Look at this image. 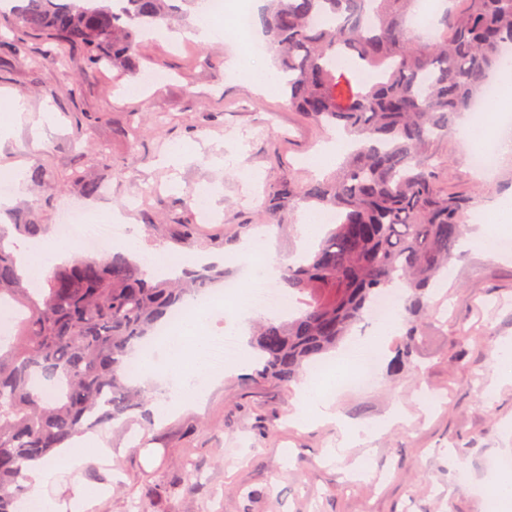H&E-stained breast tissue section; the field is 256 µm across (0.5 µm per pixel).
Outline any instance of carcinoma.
<instances>
[{
	"instance_id": "carcinoma-1",
	"label": "carcinoma",
	"mask_w": 512,
	"mask_h": 512,
	"mask_svg": "<svg viewBox=\"0 0 512 512\" xmlns=\"http://www.w3.org/2000/svg\"><path fill=\"white\" fill-rule=\"evenodd\" d=\"M123 2L120 11L116 0H20L0 45L16 57L26 44L10 33L41 34L59 69L76 48L131 83L139 39L177 0ZM415 2L268 0L259 16L288 103L356 144L333 176L273 188L281 209L314 202L337 219L313 254L281 271L279 288L296 307L254 331L262 380L300 381L393 288L402 291L406 359L437 309L435 286L465 238L472 201L441 189L430 149L508 72L512 0H447L429 38L410 24ZM11 229L37 237L43 225L24 211L12 227L0 224V305L17 311L0 345V512H18L31 461L101 425L150 421L148 391L128 375L131 350L187 298L224 282L222 265L166 278L117 252L80 256L30 288L6 244Z\"/></svg>"
}]
</instances>
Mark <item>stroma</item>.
I'll return each instance as SVG.
<instances>
[{"label": "stroma", "mask_w": 512, "mask_h": 512, "mask_svg": "<svg viewBox=\"0 0 512 512\" xmlns=\"http://www.w3.org/2000/svg\"><path fill=\"white\" fill-rule=\"evenodd\" d=\"M175 30L143 42L145 64L162 81L127 90L125 81L97 70L71 51L57 70L50 46L29 36L24 56L0 60L3 100L21 98L23 120L0 142V171L43 164L50 182L27 185L14 208L31 209L48 235L63 213L84 206L88 216L120 209L140 241L141 255L179 259L194 253L224 257V277L248 284L238 246L257 233L273 245L277 267L301 248V209L258 224L274 208L271 190L285 180L302 184L316 175L312 158L331 140L282 91L265 92L227 69L242 53L233 34L209 42L185 37L200 17L194 0ZM140 126L131 141L111 138L112 128ZM432 152L447 159L440 171L446 190L473 198L474 215L512 195V154L495 171L476 175L458 136L438 140ZM103 178L112 196L83 197L76 175ZM207 188L214 221L197 224L193 192ZM196 224L188 247L175 245L176 225ZM434 321L427 323L410 364L390 372L399 335L386 338L368 388L331 386L336 408L348 420L372 425L389 411L409 419L376 438L335 455L341 433L332 423L295 424L296 387L254 378V365L210 370L202 398L174 401L151 427H105L111 458L61 474L47 488L60 502L84 485L104 490L90 512H491L486 484L512 461V252L467 248L453 259ZM473 328L471 340L456 334ZM501 351L489 358L487 345ZM440 398L425 406L423 391Z\"/></svg>", "instance_id": "stroma-1"}]
</instances>
